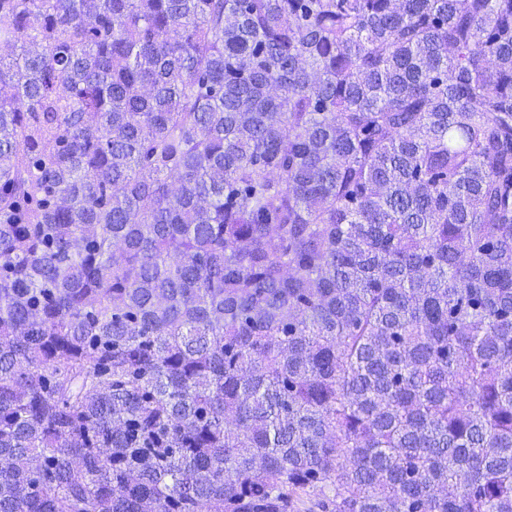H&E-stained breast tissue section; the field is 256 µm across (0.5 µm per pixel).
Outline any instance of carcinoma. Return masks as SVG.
<instances>
[{
	"instance_id": "cac0c4a2",
	"label": "carcinoma",
	"mask_w": 512,
	"mask_h": 512,
	"mask_svg": "<svg viewBox=\"0 0 512 512\" xmlns=\"http://www.w3.org/2000/svg\"><path fill=\"white\" fill-rule=\"evenodd\" d=\"M0 45V512H512V0Z\"/></svg>"
}]
</instances>
